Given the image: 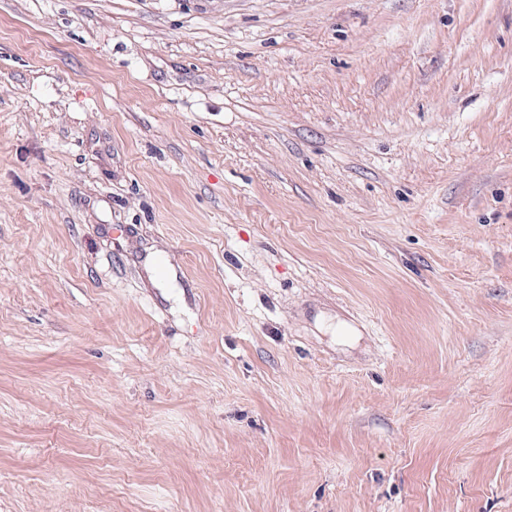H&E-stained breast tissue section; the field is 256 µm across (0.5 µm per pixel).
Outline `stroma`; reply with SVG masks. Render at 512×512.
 I'll return each instance as SVG.
<instances>
[{
    "instance_id": "stroma-1",
    "label": "stroma",
    "mask_w": 512,
    "mask_h": 512,
    "mask_svg": "<svg viewBox=\"0 0 512 512\" xmlns=\"http://www.w3.org/2000/svg\"><path fill=\"white\" fill-rule=\"evenodd\" d=\"M0 512H512V0H0Z\"/></svg>"
}]
</instances>
